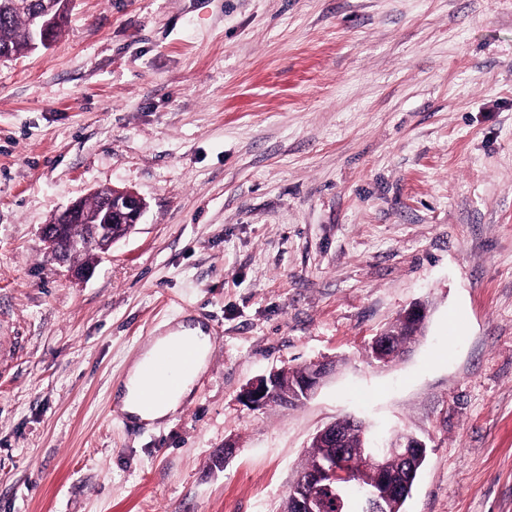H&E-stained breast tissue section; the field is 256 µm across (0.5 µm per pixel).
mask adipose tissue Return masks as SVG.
Instances as JSON below:
<instances>
[{
  "label": "adipose tissue",
  "mask_w": 512,
  "mask_h": 512,
  "mask_svg": "<svg viewBox=\"0 0 512 512\" xmlns=\"http://www.w3.org/2000/svg\"><path fill=\"white\" fill-rule=\"evenodd\" d=\"M195 343L198 347V360L195 370L179 375V382L151 409H144L141 393L147 383L145 369L177 344ZM210 337L207 329L200 322L185 320L176 325L166 335L155 337L140 357L129 367L126 378L117 391V399L121 409L133 421L146 425L167 420L174 415L187 401L191 400L195 385L204 372L209 354Z\"/></svg>",
  "instance_id": "ef3b65f1"
}]
</instances>
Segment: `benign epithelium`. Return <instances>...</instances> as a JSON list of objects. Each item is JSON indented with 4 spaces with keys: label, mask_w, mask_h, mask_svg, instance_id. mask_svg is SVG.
<instances>
[{
    "label": "benign epithelium",
    "mask_w": 512,
    "mask_h": 512,
    "mask_svg": "<svg viewBox=\"0 0 512 512\" xmlns=\"http://www.w3.org/2000/svg\"><path fill=\"white\" fill-rule=\"evenodd\" d=\"M33 0H16L13 6L31 11L32 19L28 32L31 51L48 48L54 40L52 31L59 22L60 15L52 9L33 10ZM93 195L99 197L102 207L99 223L89 225L93 248L99 255L98 261L82 265H72L59 252L57 238L62 234L60 220L78 215L85 199L81 198L56 211L49 224L41 228V238L45 244L48 260L59 265L69 266L72 276L84 279L93 274L98 263L112 256V247L117 239L112 237V225L123 224L134 230L147 210L145 200L136 192L117 189L109 185L97 187ZM428 308L417 302L399 315V320L412 327L425 323ZM409 345L397 343L392 335L380 333L368 344L371 359L381 367L397 359L396 351L407 352ZM336 364L327 359H316L299 368L298 377L288 384L286 400L296 405L310 399L325 383ZM281 392L280 371L275 370L250 382L244 390L245 401L254 407H266L273 404ZM343 420L360 429L362 449L357 452L340 450L345 438V431L339 421H333L318 430L312 437L310 447L326 443L335 448L329 456L317 463L301 478L294 488V502L297 512H330L336 506L340 512H385L389 503L390 492L387 489L388 464L393 458H423L427 455L426 444L412 434L398 431L391 437L388 446L377 447L370 438L368 426L353 417L345 416ZM372 472L377 477V484L365 488L361 494L352 499L347 495L348 487L354 480Z\"/></svg>",
    "instance_id": "obj_1"
}]
</instances>
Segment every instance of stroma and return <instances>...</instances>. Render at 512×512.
I'll use <instances>...</instances> for the list:
<instances>
[{"label":"stroma","instance_id":"35a3bbf8","mask_svg":"<svg viewBox=\"0 0 512 512\" xmlns=\"http://www.w3.org/2000/svg\"><path fill=\"white\" fill-rule=\"evenodd\" d=\"M101 185L148 208L77 279L40 229ZM187 316L193 399L127 421ZM323 356L303 405L244 402ZM344 415L426 443L404 512H512V0H73L0 61V512H282ZM184 342L195 343L198 350L194 345ZM209 343L210 336L207 334L206 327L193 320L182 321L166 335L155 337L150 346L129 367L124 382L118 388L117 399L121 404L122 411L133 421L145 423L147 427L174 415L187 401L192 399L197 380L206 369ZM177 344L180 345L168 351L155 362L168 348ZM197 351L196 368L184 372L195 367ZM154 362L155 364L148 370V375L152 378L153 383L158 382L159 384L147 386L143 390L148 382L145 377V368ZM178 374L179 382L174 387ZM168 390L170 391L151 409L143 408L142 404L145 407L151 406L162 393ZM399 332L394 333L393 335H387L385 333H380L377 336H374L371 342L368 344V354L371 359L381 367L388 366L390 363L395 361L400 356H403L409 348V343L414 340L415 336H405L401 339L400 344H405L403 346H399L397 343V339L394 336H400ZM396 350H401L402 353L400 356H396ZM281 392L280 370L271 372L250 382L244 390L245 401L254 407H266L273 404ZM279 400V399H278Z\"/></svg>","mask_w":512,"mask_h":512}]
</instances>
